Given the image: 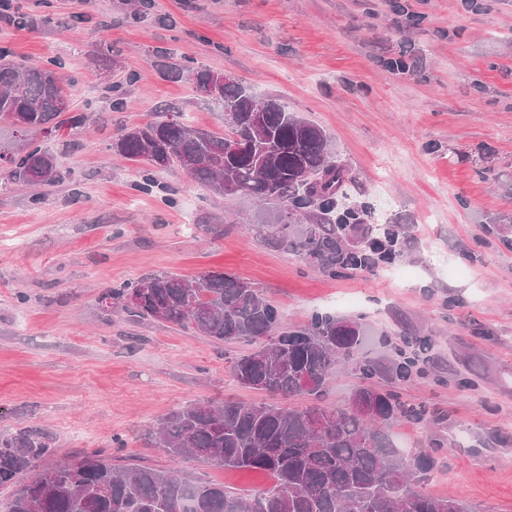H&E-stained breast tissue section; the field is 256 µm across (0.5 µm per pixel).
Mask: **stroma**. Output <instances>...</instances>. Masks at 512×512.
Masks as SVG:
<instances>
[{"label":"stroma","mask_w":512,"mask_h":512,"mask_svg":"<svg viewBox=\"0 0 512 512\" xmlns=\"http://www.w3.org/2000/svg\"><path fill=\"white\" fill-rule=\"evenodd\" d=\"M0 49L60 74L88 121L29 138L59 179L38 189L0 176V432L35 430L39 469L88 453L117 467L176 469L248 494L267 475L227 471L153 443L192 402L274 403L240 386L231 360L250 342L107 309L144 275L222 271L259 290L288 326L317 314L358 323L376 385L438 410L393 427L411 451L450 443L424 488L467 512H512V0H17ZM118 61L104 76L100 45ZM172 67L231 75L324 129L348 171L347 202L399 224L401 276L332 275L264 237L277 204L217 197L179 166L153 173L119 157L122 129L175 119L220 133L224 114ZM431 337L413 374L398 350ZM124 447H116L115 439Z\"/></svg>","instance_id":"stroma-1"}]
</instances>
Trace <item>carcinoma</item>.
Returning a JSON list of instances; mask_svg holds the SVG:
<instances>
[{
    "label": "carcinoma",
    "mask_w": 512,
    "mask_h": 512,
    "mask_svg": "<svg viewBox=\"0 0 512 512\" xmlns=\"http://www.w3.org/2000/svg\"><path fill=\"white\" fill-rule=\"evenodd\" d=\"M215 103L224 112L222 135L164 120L127 130L113 149L127 160L142 161L158 133L183 170L214 194L282 203L271 237L325 272L366 268L367 247L403 233L397 224H380L366 247L350 243L348 227L373 207H340L348 172L331 160L329 137L278 101L263 113L264 136L256 146L224 161V140L251 134L248 116L261 99L234 81L224 85ZM87 119L70 108L53 70L0 52V123L23 137L32 130L77 127ZM2 161L14 182L54 181L44 178L55 167L54 158L32 142L10 154L0 152ZM302 219L309 224L300 235L291 234V225ZM147 280L153 283L148 293L125 303ZM110 296L133 316L188 326L214 342L257 343L231 359L237 382L283 399L306 396L311 403L196 402L158 423L156 443L171 457L193 456L272 478L271 486L248 495L171 470L120 469L98 455L36 473V463L48 453L41 436L0 433V487L13 488L8 512H464L456 498L416 490L430 480L435 461L429 452L410 455L395 448L390 429L426 422V410L373 386L374 364L353 361L360 334L349 323L316 316L305 326L288 327L265 297L222 271L193 280L153 273L112 289ZM350 362L362 384L345 405H332L327 402L330 376ZM31 471L34 475L26 477Z\"/></svg>",
    "instance_id": "carcinoma-1"
}]
</instances>
